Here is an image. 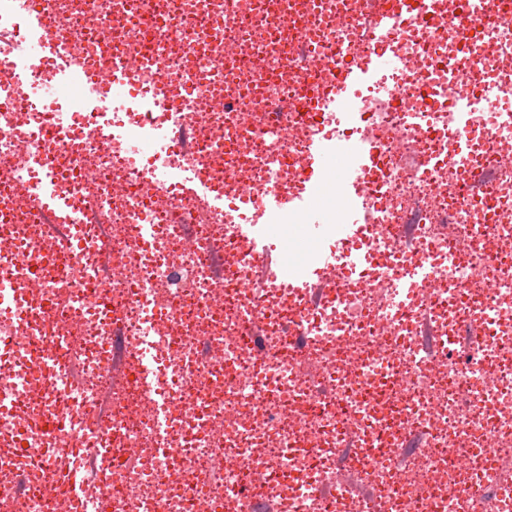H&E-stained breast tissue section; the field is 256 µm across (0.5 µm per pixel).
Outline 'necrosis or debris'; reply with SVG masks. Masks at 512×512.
Listing matches in <instances>:
<instances>
[{
    "mask_svg": "<svg viewBox=\"0 0 512 512\" xmlns=\"http://www.w3.org/2000/svg\"><path fill=\"white\" fill-rule=\"evenodd\" d=\"M73 34L59 47L79 67L62 79L49 56H10L19 78L0 92V220L12 242L0 247V270L20 264L66 267L65 280L41 281L60 331L80 338L79 353L60 352L81 368L73 391L31 360L24 331L31 309L0 281V502L11 512H252L253 499L280 512H512L502 464L512 460V117L496 109L470 114L473 134L455 145L448 97L473 100L483 79L512 80V23L499 10L512 0H422L414 18L396 23L390 48L424 65L422 79L386 74L398 107L370 88L357 94L360 115L332 114L322 127L332 142L376 140L386 159L367 201L369 229L358 245L368 256L389 252L392 229L417 225L428 257L429 287L418 289L415 316L387 317L371 276L337 266L333 303L309 314L291 288L253 289L256 270L232 224H277L248 213L244 202L296 182L311 136L302 110L308 86L328 81L338 63L365 52L353 45L372 0H56ZM468 12L474 32L458 39L448 22ZM126 53L134 109L112 123L124 138L102 142L88 104V74L112 66V45ZM483 75L465 71L469 57ZM180 66L175 85L158 71ZM185 109L170 112L173 95ZM428 110L438 124L415 130ZM62 125L47 139L38 115ZM187 139L161 163L208 173L223 188L226 211L200 214L175 185L147 194L155 157L134 152L157 120ZM459 149L464 164L449 162ZM56 180L67 187L55 220L74 219L70 237L50 251L46 214L29 209L25 191ZM498 202L486 208L485 199ZM223 241L224 259L209 246ZM502 261L489 265L492 248ZM483 341L448 358V330L469 316L472 300ZM272 354L264 378L250 367L248 330ZM307 349L283 358L289 336ZM122 337L126 373L115 378L110 345ZM150 356L154 387L134 380ZM401 380L389 397L378 388ZM164 409L166 434L156 411ZM71 417V447L85 446L89 418L107 411L102 436L113 456L136 458L114 471L106 493L76 497L51 467L18 469L7 448L29 410ZM424 435V455L403 450L406 432ZM356 494L322 498L318 482L335 478L337 449Z\"/></svg>",
    "mask_w": 512,
    "mask_h": 512,
    "instance_id": "4bbe7bcc",
    "label": "necrosis or debris"
}]
</instances>
